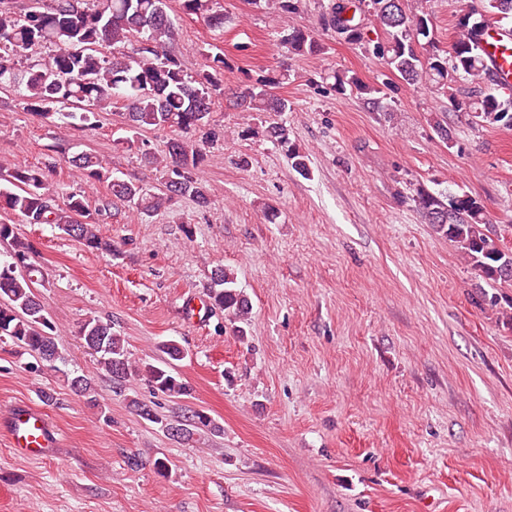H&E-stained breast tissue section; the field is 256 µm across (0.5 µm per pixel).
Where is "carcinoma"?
I'll list each match as a JSON object with an SVG mask.
<instances>
[{
  "label": "carcinoma",
  "mask_w": 512,
  "mask_h": 512,
  "mask_svg": "<svg viewBox=\"0 0 512 512\" xmlns=\"http://www.w3.org/2000/svg\"><path fill=\"white\" fill-rule=\"evenodd\" d=\"M480 2L479 8L458 17L456 38L448 50L432 39V18L423 0H360L358 5L386 35L385 42L374 47V54L388 70L409 86L427 85L448 92L450 111L460 108L453 93L454 76L483 83L486 91L469 105L472 122L511 128L512 88L490 74L481 42L486 24L512 21V0ZM179 5L183 13L196 16L211 28L224 27L219 0H179ZM167 8V0H28L27 7L18 12L11 0H0V85L22 92L28 109L59 129L90 126L98 112L122 105L125 129L132 136L121 138V143L141 151L147 162L162 172L161 188L156 191L112 178L101 211L127 203L137 213L149 216L173 199L187 196L202 208L210 205V195L197 170L207 148L216 141L210 115L215 95L224 90V57L205 52L199 69L193 73L185 70L169 51L179 32ZM322 26L326 31L345 34L349 43L362 39L355 16L347 15L342 5L332 10ZM36 45L53 48L48 61L21 66L25 53ZM279 45L294 54L320 51L317 34L308 27H288ZM336 81L343 92H379L354 75H339ZM275 85L269 79L245 88L238 106L245 112L286 111L288 100L271 92ZM156 129L174 133L163 156L145 149L138 138L140 132ZM266 136L286 150L297 173L309 176L306 156L291 144L284 126L269 125ZM64 161L87 185L106 177L104 161L92 153H70ZM416 202L426 223L457 245L476 278L490 288L512 283V275L503 274L509 256L494 249L495 239L481 200L462 188L447 195L419 189ZM0 211L18 215L28 224H52L90 249L112 253V244L101 237L98 221L90 213L85 192L72 191L59 197L41 167L19 164L8 171L0 183ZM2 242L9 243L11 252L10 259L0 260V339H10L42 366L60 373L64 358L34 292L38 253L19 236L14 224L0 223ZM208 298L229 321H248L250 304L236 288L230 269L220 266L212 270ZM78 333L99 355L97 365L117 388L131 377L141 376L170 397L189 395V386L169 369V361L183 358V350L175 342L161 346L165 359L157 366L132 360L110 321L90 317L80 324ZM64 377L89 406L100 407L90 378L67 373ZM196 425L219 429L205 412L193 411L173 436L187 439Z\"/></svg>",
  "instance_id": "1"
}]
</instances>
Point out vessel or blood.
Listing matches in <instances>:
<instances>
[{"label": "vessel or blood", "mask_w": 512, "mask_h": 512, "mask_svg": "<svg viewBox=\"0 0 512 512\" xmlns=\"http://www.w3.org/2000/svg\"><path fill=\"white\" fill-rule=\"evenodd\" d=\"M483 46L485 59L497 79L512 85V39L490 27L485 31ZM0 428L6 430L15 455L38 460L53 457L57 439L52 424L41 410L15 407L7 420L0 423Z\"/></svg>", "instance_id": "vessel-or-blood-1"}]
</instances>
